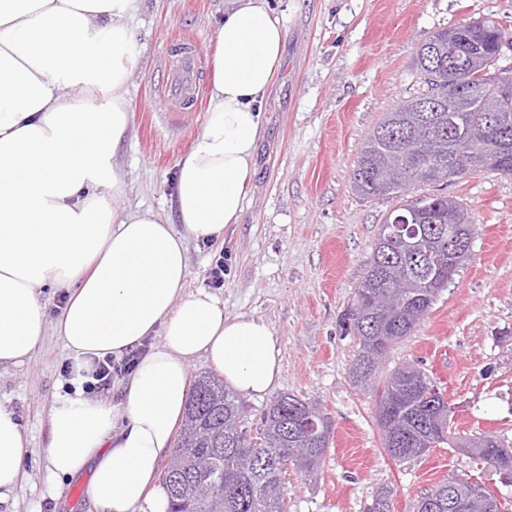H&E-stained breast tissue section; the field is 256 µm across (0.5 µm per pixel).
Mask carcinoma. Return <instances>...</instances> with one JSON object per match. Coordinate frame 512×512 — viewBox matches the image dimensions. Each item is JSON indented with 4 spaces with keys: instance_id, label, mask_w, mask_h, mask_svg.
Returning <instances> with one entry per match:
<instances>
[{
    "instance_id": "carcinoma-1",
    "label": "carcinoma",
    "mask_w": 512,
    "mask_h": 512,
    "mask_svg": "<svg viewBox=\"0 0 512 512\" xmlns=\"http://www.w3.org/2000/svg\"><path fill=\"white\" fill-rule=\"evenodd\" d=\"M512 43L499 23L480 19L435 31L420 46L417 68L427 89L402 101L385 113L364 143L353 170L354 188L373 200L384 196L402 199L386 221L416 209L424 217L419 225L428 249L437 244L440 227L448 226V203L468 214L458 200L440 194L416 195L419 183L437 184L455 179L448 166L449 148L466 150L469 141L481 135L485 113L505 83L512 84V67L498 61L503 41ZM468 55L470 68L448 83V44ZM428 258L403 255L395 248L374 244L370 264L345 313V330L358 341L350 369L351 381L372 368L370 355L379 347L390 353L410 335L437 300ZM378 400L395 391L405 392L397 427L410 438L406 448H389L395 463L425 454L448 442L453 416L448 401L438 393L423 395L418 377L401 366L385 374L374 370ZM311 401L280 393L264 414L263 432L245 440L246 410L242 399L214 377L203 376L192 387L186 416L168 460L163 481L170 498L169 512H288L286 491L269 493L264 483L282 471V462L292 451L307 460L310 472L324 457L332 429L317 443H305L291 430L295 419ZM490 453L512 463V441L494 435ZM417 512H448V481L423 493Z\"/></svg>"
}]
</instances>
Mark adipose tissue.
I'll use <instances>...</instances> for the list:
<instances>
[{
  "label": "adipose tissue",
  "mask_w": 512,
  "mask_h": 512,
  "mask_svg": "<svg viewBox=\"0 0 512 512\" xmlns=\"http://www.w3.org/2000/svg\"><path fill=\"white\" fill-rule=\"evenodd\" d=\"M141 0H0V368L19 366L54 330L77 367L136 354L108 405L58 396L43 449L53 477L92 475L94 512H167L159 471L184 416L190 365L206 363L245 397L269 394L280 351L259 317L224 315L185 290L187 243L238 223L254 173L261 105L287 30L266 0H234L214 30L209 115L178 165V222L116 210L113 156L127 133L133 64L126 21ZM69 298L47 327L40 288ZM159 345L142 351L146 337ZM31 452L0 404V503L22 488Z\"/></svg>",
  "instance_id": "ef3b65f1"
}]
</instances>
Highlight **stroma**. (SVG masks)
I'll list each match as a JSON object with an SVG mask.
<instances>
[{
	"mask_svg": "<svg viewBox=\"0 0 512 512\" xmlns=\"http://www.w3.org/2000/svg\"><path fill=\"white\" fill-rule=\"evenodd\" d=\"M284 19L279 76L261 106L255 174L239 223L215 242H189L187 291L215 289L227 317L263 318L280 351L276 393L319 403L332 421L329 448L315 473L290 470L288 512H366L379 488L394 512H414L425 490L451 475L494 470L447 445L395 464L384 450L370 394L352 387L355 338L342 327L371 259L391 197L366 200L353 187L358 152L383 112L421 91L416 66L435 31L492 18L512 31V0H269ZM230 0H142L130 21L134 63L127 80L128 132L114 161L125 193L119 209L175 221L179 161L207 116L212 35ZM202 69L183 121L162 85L182 48ZM463 201L478 235L472 255L432 310L389 353L384 368L418 367L455 406L460 435L512 441V175L477 172L431 185ZM224 257V284L211 262ZM68 357L57 336L25 364L0 370V400L20 418L33 448L23 490L0 512H89L90 471L56 482L43 453L47 415L69 392Z\"/></svg>",
	"mask_w": 512,
	"mask_h": 512,
	"instance_id": "1",
	"label": "stroma"
}]
</instances>
